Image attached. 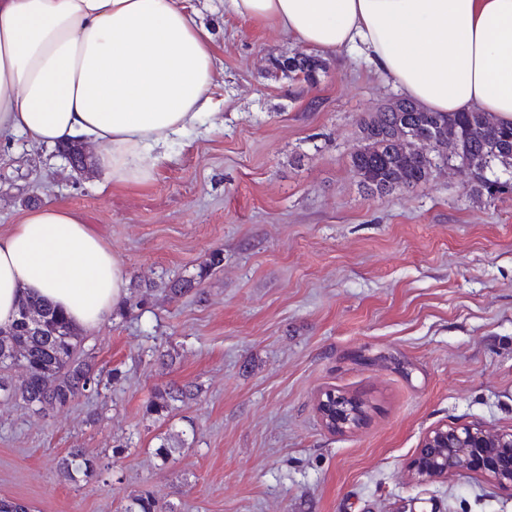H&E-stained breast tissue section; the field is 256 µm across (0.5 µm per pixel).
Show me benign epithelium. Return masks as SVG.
Masks as SVG:
<instances>
[{"label":"benign epithelium","mask_w":512,"mask_h":512,"mask_svg":"<svg viewBox=\"0 0 512 512\" xmlns=\"http://www.w3.org/2000/svg\"><path fill=\"white\" fill-rule=\"evenodd\" d=\"M346 404L355 407L359 402L326 394L319 411L327 428L342 431L354 426V413L342 410ZM411 469L414 479L421 484L474 469L498 488L512 492V431L497 432L468 425L434 427L425 435Z\"/></svg>","instance_id":"7a95c632"}]
</instances>
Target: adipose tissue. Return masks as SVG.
Masks as SVG:
<instances>
[{
    "label": "adipose tissue",
    "instance_id": "adipose-tissue-1",
    "mask_svg": "<svg viewBox=\"0 0 512 512\" xmlns=\"http://www.w3.org/2000/svg\"><path fill=\"white\" fill-rule=\"evenodd\" d=\"M300 47L364 57L430 112L512 121V0H228ZM209 30L184 0H0V134L90 142L118 186L153 180L170 144L213 109ZM126 294L111 248L69 207L0 233V327L21 297L92 330Z\"/></svg>",
    "mask_w": 512,
    "mask_h": 512
}]
</instances>
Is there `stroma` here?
Segmentation results:
<instances>
[{"instance_id": "1", "label": "stroma", "mask_w": 512, "mask_h": 512, "mask_svg": "<svg viewBox=\"0 0 512 512\" xmlns=\"http://www.w3.org/2000/svg\"><path fill=\"white\" fill-rule=\"evenodd\" d=\"M185 3L212 35L223 122L178 140L152 183L115 186L0 137V233L28 208L69 206L135 304L84 335L110 389L40 414L0 398V498L28 512H121L146 491L175 512H512V493L474 473L408 479L434 426L512 431V192L474 197L443 168L367 193L350 155L392 83L347 54L317 84L289 79L271 67L296 48L278 28L226 0ZM216 252L220 267L171 298L168 278ZM183 385L198 398L146 416L156 389ZM328 391L360 399V426L323 427ZM74 448L105 470L61 478Z\"/></svg>"}]
</instances>
